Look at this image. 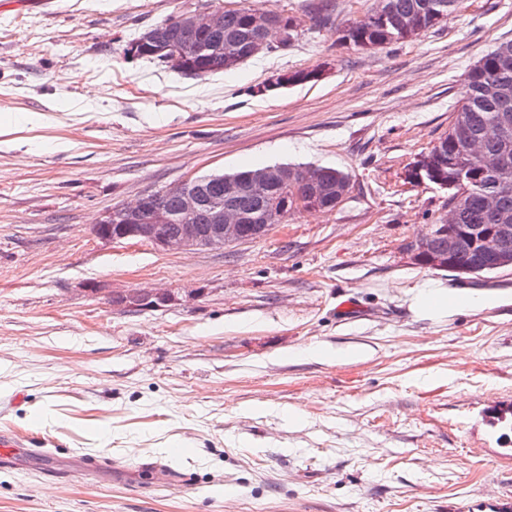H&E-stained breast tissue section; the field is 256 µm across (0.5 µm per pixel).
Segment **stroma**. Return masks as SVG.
Returning a JSON list of instances; mask_svg holds the SVG:
<instances>
[{
    "label": "stroma",
    "mask_w": 512,
    "mask_h": 512,
    "mask_svg": "<svg viewBox=\"0 0 512 512\" xmlns=\"http://www.w3.org/2000/svg\"><path fill=\"white\" fill-rule=\"evenodd\" d=\"M324 3L334 23L315 21ZM373 4L0 0V430L35 447L0 467V512H512V270L418 264L448 193L407 180L471 65L512 39V0L341 44ZM240 5L302 18L297 39L204 79L126 52L167 18ZM303 69L321 75L261 92ZM274 164L342 170L350 194L221 250L94 234L143 193ZM428 283L445 312L416 305ZM158 289L160 310L113 303ZM102 456L113 469H82ZM367 22L359 25H350L351 19L347 20L343 26H340V41L358 50H368L372 48L384 47L391 44L403 43L404 40L391 27L383 28L372 22L374 16V7L368 8L364 13ZM368 47V48H367Z\"/></svg>",
    "instance_id": "obj_1"
}]
</instances>
